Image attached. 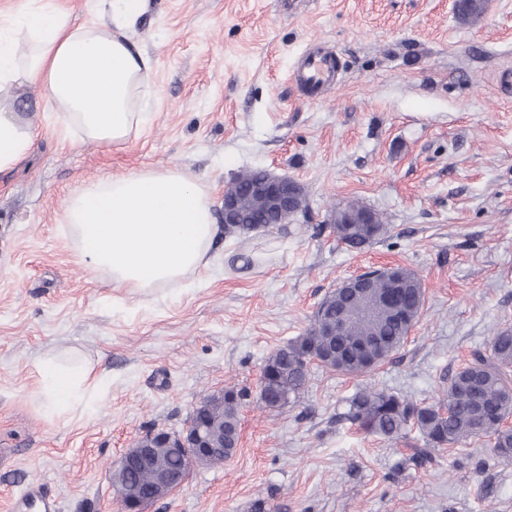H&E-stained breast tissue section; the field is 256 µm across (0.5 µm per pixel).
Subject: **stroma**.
Wrapping results in <instances>:
<instances>
[{
    "instance_id": "stroma-1",
    "label": "stroma",
    "mask_w": 512,
    "mask_h": 512,
    "mask_svg": "<svg viewBox=\"0 0 512 512\" xmlns=\"http://www.w3.org/2000/svg\"><path fill=\"white\" fill-rule=\"evenodd\" d=\"M146 0L134 39L154 77L150 122L118 145L63 138L38 87L17 110L34 144L0 170V512L42 485L59 512H123L113 465L150 431L183 430L209 394L244 391L239 443L193 468L144 512H512V462L489 437L426 449L418 431L387 440L346 419L368 385L417 402L512 327V0ZM334 50L339 74L312 97L293 74ZM175 167L215 204L247 167L292 177L309 210L288 228L218 237L205 280L114 288L85 267L65 201L100 178ZM356 199L387 233L353 250L328 224ZM403 266L421 280V315L402 347L354 377L312 365L287 406L257 401L268 357L310 327L345 279ZM91 368L85 405L46 410L36 364Z\"/></svg>"
}]
</instances>
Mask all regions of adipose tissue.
Listing matches in <instances>:
<instances>
[{"instance_id":"obj_1","label":"adipose tissue","mask_w":512,"mask_h":512,"mask_svg":"<svg viewBox=\"0 0 512 512\" xmlns=\"http://www.w3.org/2000/svg\"><path fill=\"white\" fill-rule=\"evenodd\" d=\"M143 9L144 0H112L110 21H80L61 0H25L18 17L0 20V169L33 145L12 106L22 86L40 87L65 132L90 142L123 143L146 123L136 98L152 61L132 36ZM64 218L81 260L117 288H164L208 270L218 231L209 192L177 169L100 180L68 198ZM36 372L56 414L83 400L91 378L53 362Z\"/></svg>"}]
</instances>
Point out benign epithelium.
<instances>
[{
    "instance_id": "obj_1",
    "label": "benign epithelium",
    "mask_w": 512,
    "mask_h": 512,
    "mask_svg": "<svg viewBox=\"0 0 512 512\" xmlns=\"http://www.w3.org/2000/svg\"><path fill=\"white\" fill-rule=\"evenodd\" d=\"M303 190L296 180L288 176L265 172L254 182L250 191L262 197L267 214L273 224H286L292 215L294 196ZM224 224H240L243 221L240 192L237 185L229 184L224 188ZM205 405L196 408L192 423L181 433L152 432L141 437L126 449L115 465L116 474H122L134 465L147 466L154 460V444L160 443L170 449L171 453L184 459L180 469L164 470L157 473L153 483L141 489L127 482L117 483L118 496L124 506V512H143L149 502L166 496L183 485L188 471L204 465L213 459L222 449L214 447L213 438L203 422Z\"/></svg>"
}]
</instances>
